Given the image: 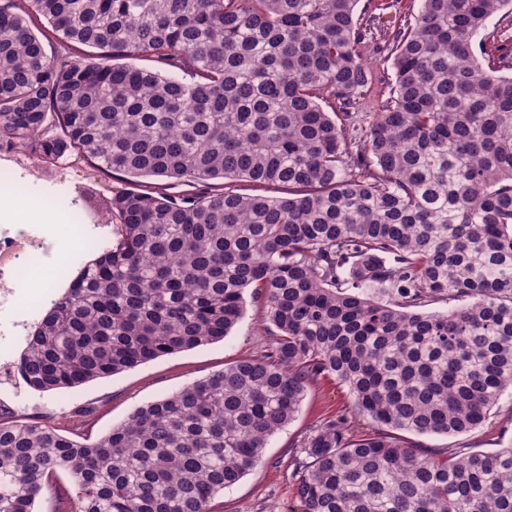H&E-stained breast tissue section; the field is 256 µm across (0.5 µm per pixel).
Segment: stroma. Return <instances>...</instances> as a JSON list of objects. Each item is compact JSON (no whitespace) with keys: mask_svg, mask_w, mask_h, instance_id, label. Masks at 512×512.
Instances as JSON below:
<instances>
[{"mask_svg":"<svg viewBox=\"0 0 512 512\" xmlns=\"http://www.w3.org/2000/svg\"><path fill=\"white\" fill-rule=\"evenodd\" d=\"M421 8V0H359L356 17L367 29L361 47L374 76L361 112L382 110L394 80L391 47L396 32L406 28ZM27 165L34 183L61 184L81 201L100 247L111 245L112 225L103 221L105 204L114 193L129 189L128 177L104 174L83 159L71 156L55 163L39 162L19 150H0V163ZM60 289L49 290L40 301L26 300L25 324L0 338V366L15 363L32 328L40 322ZM272 328L258 304L246 301L241 320L223 341L166 355L121 373L81 386L39 393L0 381V414L49 423L69 434L75 415L92 416V434L100 436L125 422L141 406L170 396L191 383L222 371L225 364L264 354ZM352 400L343 386L327 378L310 387L296 417L268 441L261 461L239 482L225 488L211 502L212 512H293V457L319 423L333 415H352ZM429 448H469L487 454L512 445V389H507L481 428L465 435H422Z\"/></svg>","mask_w":512,"mask_h":512,"instance_id":"obj_1","label":"stroma"}]
</instances>
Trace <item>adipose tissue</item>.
<instances>
[{"label":"adipose tissue","mask_w":512,"mask_h":512,"mask_svg":"<svg viewBox=\"0 0 512 512\" xmlns=\"http://www.w3.org/2000/svg\"><path fill=\"white\" fill-rule=\"evenodd\" d=\"M76 197L58 186L33 188L25 168L11 171L9 187H0V224H58L63 215H80Z\"/></svg>","instance_id":"ef3b65f1"}]
</instances>
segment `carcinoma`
I'll return each instance as SVG.
<instances>
[{"instance_id": "obj_1", "label": "carcinoma", "mask_w": 512, "mask_h": 512, "mask_svg": "<svg viewBox=\"0 0 512 512\" xmlns=\"http://www.w3.org/2000/svg\"><path fill=\"white\" fill-rule=\"evenodd\" d=\"M357 4L0 0L1 146L194 184L112 196L119 236L30 335L23 383L71 388L220 341L247 291L276 329L264 355L91 443L86 415L72 437L0 417V512H211L329 377L371 429L336 415L306 439L298 512H512V446L399 435L474 431L512 387V50L475 41L512 0H422L361 133L321 106L371 84Z\"/></svg>"}]
</instances>
